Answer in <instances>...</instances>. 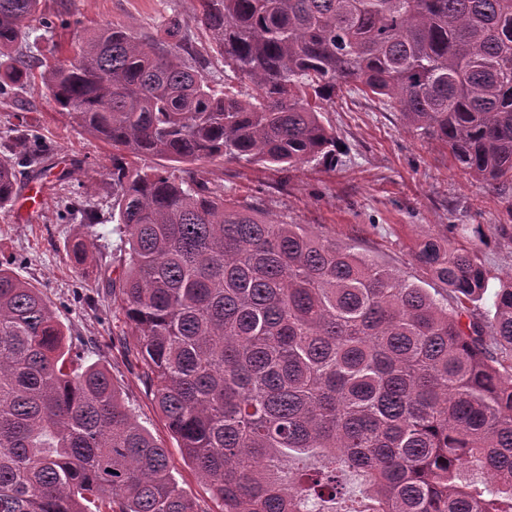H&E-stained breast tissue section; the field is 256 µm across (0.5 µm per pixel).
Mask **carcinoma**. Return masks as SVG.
<instances>
[{"instance_id":"cac0c4a2","label":"carcinoma","mask_w":512,"mask_h":512,"mask_svg":"<svg viewBox=\"0 0 512 512\" xmlns=\"http://www.w3.org/2000/svg\"><path fill=\"white\" fill-rule=\"evenodd\" d=\"M192 19L220 80L179 14L160 38L107 25L36 62L41 0H0V99L38 68L40 92L112 146L118 299L178 448L222 512H512V280L489 290L470 248L429 237L413 261L450 308L355 244L224 201L195 168L333 165L321 105L360 91L509 195L512 0H199ZM3 148L0 209L50 152L24 122ZM58 219L89 228L68 245L86 272L98 207L72 190ZM0 512H197L108 370L1 262Z\"/></svg>"}]
</instances>
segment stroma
<instances>
[{
  "instance_id": "stroma-1",
  "label": "stroma",
  "mask_w": 512,
  "mask_h": 512,
  "mask_svg": "<svg viewBox=\"0 0 512 512\" xmlns=\"http://www.w3.org/2000/svg\"><path fill=\"white\" fill-rule=\"evenodd\" d=\"M197 6V0H42V12L55 27L37 46L44 52L52 44L69 43L78 29L111 23L156 35L171 12L188 18ZM20 111L51 144L43 167L58 172L81 160L71 181L81 185L85 197L100 202L109 183L111 146L82 135L37 91L27 92L19 103H0V131L14 124ZM321 118L336 132L335 166L312 162L284 173L216 160L200 169L223 183L225 199L356 244L430 292L440 291V283L425 277L412 261L417 244L430 235L474 248L491 287L512 274V239L498 230L512 222L502 196L453 167L445 146L419 138L400 112L359 92L325 103ZM65 201V191L43 189L19 176L17 197L0 210V262H13L22 277L41 288L73 342L88 349L89 361L107 367L126 406L167 448L173 473L198 512H222V503L184 459L155 407L137 356L139 339L108 288L123 272L115 222L94 225L102 256L90 276H81L67 250L84 228L59 222Z\"/></svg>"
}]
</instances>
